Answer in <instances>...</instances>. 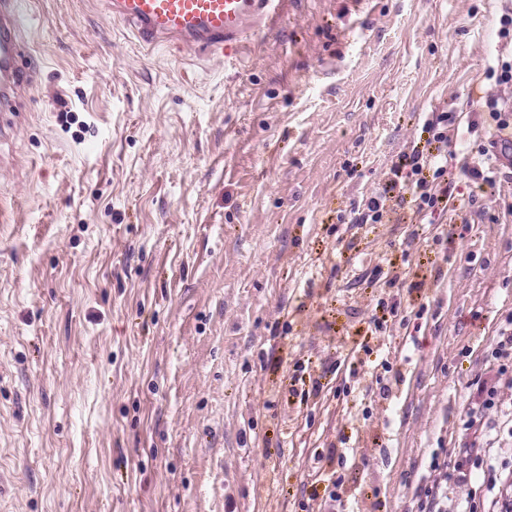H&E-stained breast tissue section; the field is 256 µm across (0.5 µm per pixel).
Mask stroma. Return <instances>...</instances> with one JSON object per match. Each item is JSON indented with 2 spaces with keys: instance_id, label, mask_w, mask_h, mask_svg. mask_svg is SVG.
<instances>
[{
  "instance_id": "1",
  "label": "stroma",
  "mask_w": 512,
  "mask_h": 512,
  "mask_svg": "<svg viewBox=\"0 0 512 512\" xmlns=\"http://www.w3.org/2000/svg\"><path fill=\"white\" fill-rule=\"evenodd\" d=\"M0 140V512H417L512 321V0H287L231 55L31 0ZM448 129L444 212L355 205ZM340 484H333V476ZM338 501H331V494ZM454 118L452 112H432L424 123L425 130L430 134L427 144H448V123L454 121Z\"/></svg>"
}]
</instances>
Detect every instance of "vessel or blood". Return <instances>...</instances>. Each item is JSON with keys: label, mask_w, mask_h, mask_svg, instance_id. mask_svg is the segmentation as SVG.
Listing matches in <instances>:
<instances>
[{"label": "vessel or blood", "mask_w": 512, "mask_h": 512, "mask_svg": "<svg viewBox=\"0 0 512 512\" xmlns=\"http://www.w3.org/2000/svg\"><path fill=\"white\" fill-rule=\"evenodd\" d=\"M286 0H107L113 18L128 23L150 46L163 43L228 53L276 25ZM34 17L27 0H0V111L14 112L33 72L18 58Z\"/></svg>", "instance_id": "vessel-or-blood-1"}]
</instances>
